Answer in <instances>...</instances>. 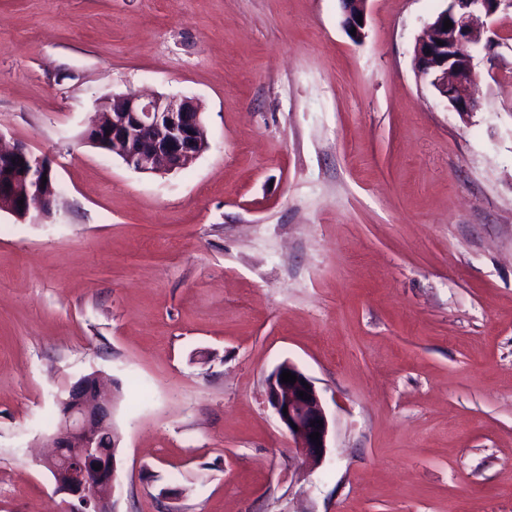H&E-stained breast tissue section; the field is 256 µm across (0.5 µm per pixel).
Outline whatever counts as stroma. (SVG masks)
Here are the masks:
<instances>
[{
    "mask_svg": "<svg viewBox=\"0 0 512 512\" xmlns=\"http://www.w3.org/2000/svg\"><path fill=\"white\" fill-rule=\"evenodd\" d=\"M445 0H0V134L50 219L0 212V512H67L34 458L61 388L115 390L116 512H512V11L449 109L414 49ZM138 90L198 101L168 174L85 143ZM297 365L305 462L266 398ZM343 5V28L350 34L353 28H356L355 39L363 37V29L366 25L367 2L368 0H340ZM362 15L363 23L358 24L357 16ZM283 370H289L292 375L297 376L294 384L282 382ZM302 381L307 382L310 389L302 385ZM298 391H304L307 400L301 399ZM308 396H311V399H308ZM266 398L280 423L293 438L296 452L308 461H322L329 448L330 423L312 381L296 365L289 361L282 362L266 380ZM284 407H287V415L283 413ZM317 420H320V423H317ZM311 422H314V426H311ZM291 423L297 425L298 431L294 430ZM319 424H323V427H319ZM314 432L320 433V446H316V441H311L310 434Z\"/></svg>",
    "mask_w": 512,
    "mask_h": 512,
    "instance_id": "35a3bbf8",
    "label": "stroma"
}]
</instances>
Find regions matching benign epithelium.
<instances>
[{"mask_svg":"<svg viewBox=\"0 0 512 512\" xmlns=\"http://www.w3.org/2000/svg\"><path fill=\"white\" fill-rule=\"evenodd\" d=\"M343 28L363 37L364 26L357 16L367 14L368 0H341ZM417 40L415 59L419 75L429 80L448 108L460 114L474 113L471 88L477 83L474 57L465 50L477 44L488 28V20L500 9H512V0H445ZM452 27L444 28V21ZM443 45H438V42ZM112 109L99 112L98 119L84 132L85 142L121 159L140 172H171L192 164L208 147L201 105L191 98L143 97L129 91L107 99ZM53 180L50 161L34 155L17 141L0 145V201L4 212L20 219L39 221L53 212L56 193L42 186V177ZM23 205H18L19 200ZM289 370L295 383L282 382ZM307 385H302V382ZM303 391L309 399L303 400ZM266 398L280 423L294 440L296 452L304 459H324L330 423L321 397L312 381L294 364L282 362L266 380ZM60 429L47 437L51 453L39 460L52 475L56 490L69 497L68 512H114L118 483L119 440L104 452L98 436L112 424V387L98 375L81 377L57 397ZM320 433V442L310 434ZM73 448L77 455L65 453Z\"/></svg>","mask_w":512,"mask_h":512,"instance_id":"benign-epithelium-1","label":"benign epithelium"}]
</instances>
